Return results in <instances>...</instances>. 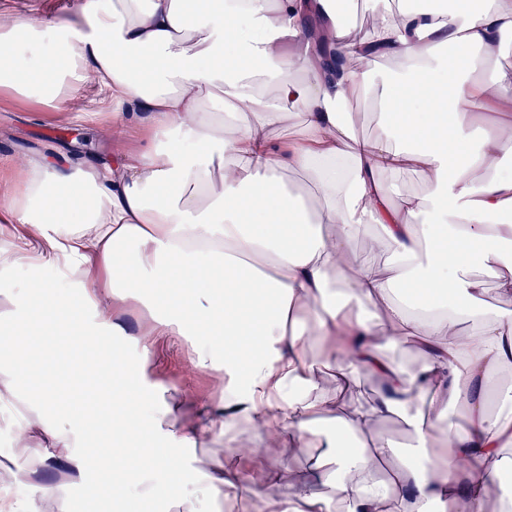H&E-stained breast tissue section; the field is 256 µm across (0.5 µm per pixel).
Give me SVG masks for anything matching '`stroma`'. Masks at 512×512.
<instances>
[{
  "instance_id": "stroma-1",
  "label": "stroma",
  "mask_w": 512,
  "mask_h": 512,
  "mask_svg": "<svg viewBox=\"0 0 512 512\" xmlns=\"http://www.w3.org/2000/svg\"><path fill=\"white\" fill-rule=\"evenodd\" d=\"M122 121V114L113 111L111 100L90 88L77 100L54 109L0 89V181L9 178L14 164L22 158L52 159L80 168L90 160L108 162L113 154L139 149L142 135L137 130H128L121 136L109 135V127ZM64 277L68 278L69 285L62 288L58 281ZM33 279L42 280L45 288L53 290L57 297L83 311L86 317H93V307L86 302L83 290L95 287V280L72 276L70 266L62 258L39 267L21 264L0 273V317L7 319L22 312L23 300L30 295L27 283ZM165 306V301L159 297L132 296L116 308L115 313L127 330L126 335L112 341L118 360L135 365L139 357L137 333L150 328ZM25 330L30 340V359L29 370L20 379L22 387L38 398L50 396L60 407L74 398L84 405H93L94 385L86 381L83 357L74 352L69 358H60L56 349L62 342L61 337L44 335L40 321H31ZM156 351L157 365L148 377L165 386V398L174 415H183V400L187 397L214 406L219 404L222 395L213 373L192 365L187 346L172 344L169 338L163 337ZM153 445L146 428L130 426L126 455L117 460L116 465L124 477L145 485L152 499L145 505L137 501L125 504L124 512H188L179 504L180 486L196 479L212 465L228 467L236 463L223 436L210 432L200 434L196 447L185 449V463L179 471L157 474L150 470L146 455L147 448ZM311 464L309 455L287 450L277 457H259L246 462L250 481L240 496L246 501L286 498L290 493L287 482L269 484L267 473L288 469L302 471ZM50 512H111V503L90 478L64 488L60 507L51 508Z\"/></svg>"
}]
</instances>
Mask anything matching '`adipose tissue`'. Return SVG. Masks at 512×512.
<instances>
[{
	"label": "adipose tissue",
	"instance_id": "ef3b65f1",
	"mask_svg": "<svg viewBox=\"0 0 512 512\" xmlns=\"http://www.w3.org/2000/svg\"><path fill=\"white\" fill-rule=\"evenodd\" d=\"M349 0H87L88 26H53L48 57L18 51L43 34L30 14L0 12V88L52 106L94 87L107 93L145 145L109 164L74 170L29 160L0 192V211L27 227L0 268L70 259L105 285L86 291V319L51 291L25 306L48 335L98 370H111L121 330L115 303L164 293L168 305L141 333L135 380L153 365L158 337L185 340L192 364L217 374L220 416L189 402L175 418L163 390L140 405L105 390L94 406L29 409L20 434L39 432L40 461L62 448L77 477L94 474L108 496L140 498L112 481L87 436L124 431L142 414L167 456L196 444L200 427L224 436L243 460L291 447L317 449L310 475L264 512H512L504 487L512 446V389L490 414V380L512 367V70L497 67L512 32V0H450L447 11L368 0L364 36L344 21ZM398 62L381 71L376 60ZM304 79H296L295 71ZM379 114L375 139L355 135L361 106ZM302 136L288 141V121ZM423 184L404 193L387 173ZM303 186L288 184L289 173ZM374 238L390 256L377 265L352 247ZM494 259L498 308L482 306L471 267ZM223 340L224 357L211 344ZM323 357L308 355L307 344ZM417 347L410 370L385 346ZM0 403L19 397L28 364L14 336L0 338ZM381 384L378 399L348 402L359 373ZM333 377L334 395L323 383ZM427 399L428 414L414 410ZM465 410L459 430L444 427ZM326 413L335 432L310 429ZM397 413L414 443L400 451L374 434ZM260 428V445L246 428ZM246 471L230 467L183 488L207 512H239Z\"/></svg>",
	"mask_w": 512,
	"mask_h": 512
}]
</instances>
